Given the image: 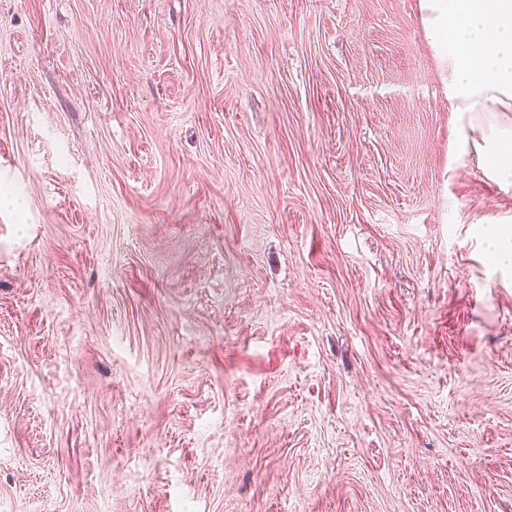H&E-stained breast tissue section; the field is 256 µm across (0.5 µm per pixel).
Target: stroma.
<instances>
[{
  "label": "stroma",
  "instance_id": "obj_1",
  "mask_svg": "<svg viewBox=\"0 0 512 512\" xmlns=\"http://www.w3.org/2000/svg\"><path fill=\"white\" fill-rule=\"evenodd\" d=\"M420 0H0V512H512V189ZM481 227L480 235L488 254L500 266L512 267V225L490 224Z\"/></svg>",
  "mask_w": 512,
  "mask_h": 512
}]
</instances>
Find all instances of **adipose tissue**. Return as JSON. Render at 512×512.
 Returning <instances> with one entry per match:
<instances>
[{
    "mask_svg": "<svg viewBox=\"0 0 512 512\" xmlns=\"http://www.w3.org/2000/svg\"><path fill=\"white\" fill-rule=\"evenodd\" d=\"M459 138L512 186V0H421Z\"/></svg>",
    "mask_w": 512,
    "mask_h": 512,
    "instance_id": "ef3b65f1",
    "label": "adipose tissue"
}]
</instances>
